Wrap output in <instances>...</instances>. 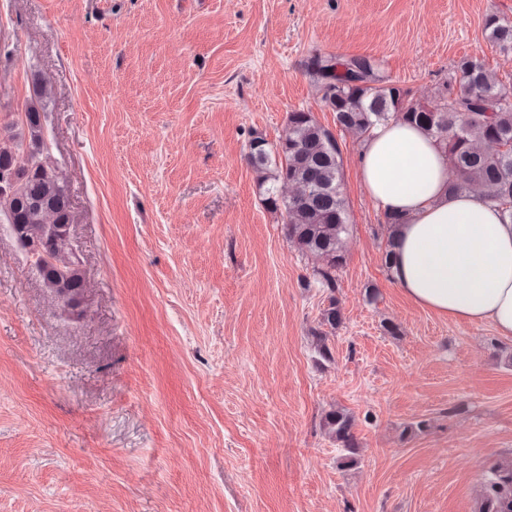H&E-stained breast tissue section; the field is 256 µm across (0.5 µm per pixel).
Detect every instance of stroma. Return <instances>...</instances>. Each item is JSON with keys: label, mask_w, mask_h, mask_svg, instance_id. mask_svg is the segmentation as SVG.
I'll use <instances>...</instances> for the list:
<instances>
[{"label": "stroma", "mask_w": 512, "mask_h": 512, "mask_svg": "<svg viewBox=\"0 0 512 512\" xmlns=\"http://www.w3.org/2000/svg\"><path fill=\"white\" fill-rule=\"evenodd\" d=\"M490 14L512 0H0V142L37 104L84 277L71 309L0 220V512H475L512 459V340L394 283L304 63L369 56L423 102L464 57L512 86ZM303 109L342 150L332 294L245 159ZM322 426L330 437L343 448V466L353 465L357 461L359 444L354 434V420L352 416L338 409H332L322 418Z\"/></svg>", "instance_id": "stroma-1"}]
</instances>
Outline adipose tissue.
<instances>
[{
    "mask_svg": "<svg viewBox=\"0 0 512 512\" xmlns=\"http://www.w3.org/2000/svg\"><path fill=\"white\" fill-rule=\"evenodd\" d=\"M359 171L374 205L405 219L394 232L396 285L421 308L512 339V219L478 194H449L443 149L400 120L364 141Z\"/></svg>",
    "mask_w": 512,
    "mask_h": 512,
    "instance_id": "obj_1",
    "label": "adipose tissue"
}]
</instances>
